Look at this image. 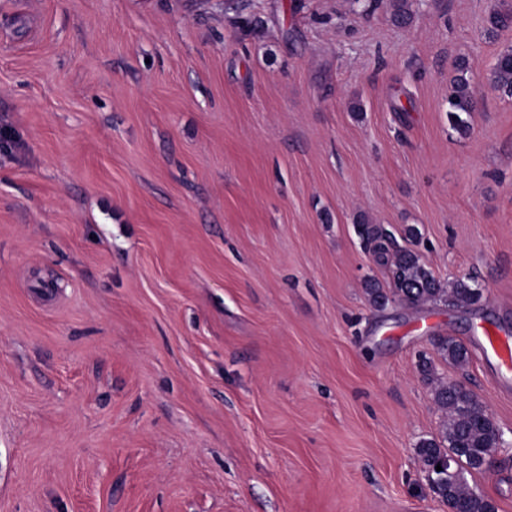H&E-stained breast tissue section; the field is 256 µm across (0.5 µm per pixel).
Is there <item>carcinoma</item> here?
<instances>
[{"label": "carcinoma", "mask_w": 512, "mask_h": 512, "mask_svg": "<svg viewBox=\"0 0 512 512\" xmlns=\"http://www.w3.org/2000/svg\"><path fill=\"white\" fill-rule=\"evenodd\" d=\"M471 66L465 60L456 65V75L448 87V120L460 134L469 131L468 115L474 110L475 98L471 83ZM494 87L512 96V49L502 52L492 72ZM363 248L369 250L376 264L387 270L391 288L385 289L377 282H369L366 291L370 304L378 309L391 301L417 306L423 302L444 300L454 307H465L481 298L477 283L471 279H457L442 287L426 267L421 256L399 245L395 236L380 224L364 220L357 225ZM436 347L457 366L468 360V350L459 341L443 337ZM437 406L448 414L440 440L422 441L417 454L426 466L437 465L448 455L457 457L460 476L448 477L445 470L434 472L435 492L456 512H496V506L485 494L471 487L465 474L480 473V457L486 449L498 445L499 429L491 416L481 411L474 394L457 382L440 383L434 389Z\"/></svg>", "instance_id": "obj_1"}]
</instances>
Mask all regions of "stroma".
<instances>
[{
  "mask_svg": "<svg viewBox=\"0 0 512 512\" xmlns=\"http://www.w3.org/2000/svg\"><path fill=\"white\" fill-rule=\"evenodd\" d=\"M408 8L0 0V512H449L424 359L512 440V0ZM363 218L482 298L374 309ZM492 82L497 90L512 96V49L502 52L497 57ZM471 66L465 60L456 65V75L448 87V120L461 135L469 131L467 120L463 115L474 110L475 98L471 83ZM456 116V119H453ZM435 345L448 361L457 366H463L468 360L467 348L454 338H439Z\"/></svg>",
  "mask_w": 512,
  "mask_h": 512,
  "instance_id": "1",
  "label": "stroma"
}]
</instances>
